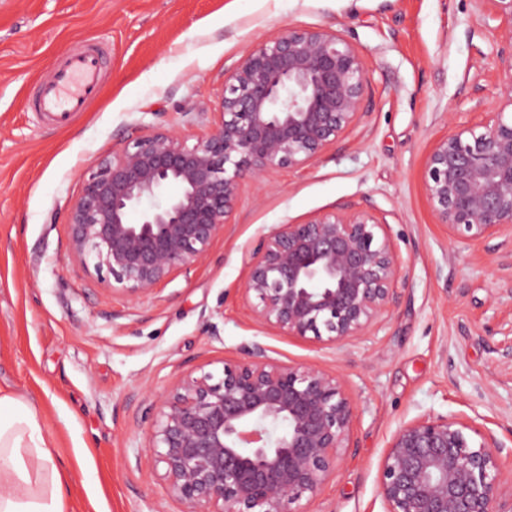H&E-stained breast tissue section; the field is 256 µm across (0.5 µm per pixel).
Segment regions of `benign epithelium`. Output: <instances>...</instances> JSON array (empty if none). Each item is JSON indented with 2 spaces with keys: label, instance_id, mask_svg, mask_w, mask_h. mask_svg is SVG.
I'll return each instance as SVG.
<instances>
[{
  "label": "benign epithelium",
  "instance_id": "1",
  "mask_svg": "<svg viewBox=\"0 0 512 512\" xmlns=\"http://www.w3.org/2000/svg\"><path fill=\"white\" fill-rule=\"evenodd\" d=\"M476 2L496 22L499 107L437 140L423 169L437 223L473 241L512 235V0ZM369 86L340 35L271 36L231 70L221 124L204 139L190 147L159 128L96 161L67 211L72 255L98 281L149 296L206 257L244 182L311 163L357 124ZM245 263L255 323L330 343L387 314L402 271L387 224L350 206L269 228ZM149 412L145 451L182 512H294L334 475L356 420L336 376L276 361L260 344L218 377L180 379ZM503 449L463 417L400 426L380 470L385 512H512V492L500 491Z\"/></svg>",
  "mask_w": 512,
  "mask_h": 512
}]
</instances>
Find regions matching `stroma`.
<instances>
[{"label": "stroma", "mask_w": 512, "mask_h": 512, "mask_svg": "<svg viewBox=\"0 0 512 512\" xmlns=\"http://www.w3.org/2000/svg\"><path fill=\"white\" fill-rule=\"evenodd\" d=\"M289 28L359 50L362 120L307 166L246 183L206 258L148 298L86 274L65 217L94 160L133 128L195 145L221 122L227 73ZM81 44L103 58L100 89L59 125L33 99ZM499 72L474 0H0V388L54 437L73 512H182L145 452V412L256 343L336 375L357 407L334 476L299 512H385L381 461L417 417L462 416L512 450V237L451 235L422 184L433 143L496 108ZM339 205L388 226L403 274L389 313L335 344L260 327L241 292L246 247Z\"/></svg>", "instance_id": "1"}]
</instances>
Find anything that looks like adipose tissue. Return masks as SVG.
Here are the masks:
<instances>
[{"label":"adipose tissue","instance_id":"ef3b65f1","mask_svg":"<svg viewBox=\"0 0 512 512\" xmlns=\"http://www.w3.org/2000/svg\"><path fill=\"white\" fill-rule=\"evenodd\" d=\"M54 448L30 401L0 390V512H71Z\"/></svg>","mask_w":512,"mask_h":512}]
</instances>
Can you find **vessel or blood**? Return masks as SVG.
I'll return each instance as SVG.
<instances>
[{"instance_id":"b4317fda","label":"vessel or blood","mask_w":512,"mask_h":512,"mask_svg":"<svg viewBox=\"0 0 512 512\" xmlns=\"http://www.w3.org/2000/svg\"><path fill=\"white\" fill-rule=\"evenodd\" d=\"M100 78L99 60L93 51L68 54L39 88L38 111L54 114L58 121H68L84 110L96 93Z\"/></svg>"}]
</instances>
